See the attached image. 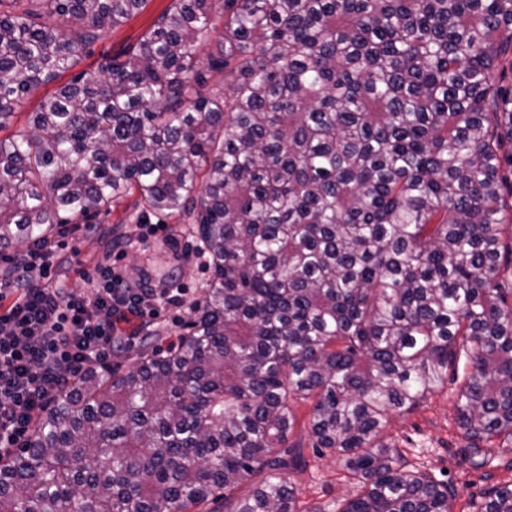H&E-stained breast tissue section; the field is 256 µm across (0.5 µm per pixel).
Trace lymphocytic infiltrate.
Segmentation results:
<instances>
[{"label":"lymphocytic infiltrate","mask_w":512,"mask_h":512,"mask_svg":"<svg viewBox=\"0 0 512 512\" xmlns=\"http://www.w3.org/2000/svg\"><path fill=\"white\" fill-rule=\"evenodd\" d=\"M76 226L11 258L9 285L0 289V459L13 454L37 416L74 377L112 351V318L153 317L157 306L178 307L184 289L129 287L111 262L96 266L87 293L53 281L56 249L79 256Z\"/></svg>","instance_id":"lymphocytic-infiltrate-1"}]
</instances>
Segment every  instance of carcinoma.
I'll list each match as a JSON object with an SVG mask.
<instances>
[{
  "label": "carcinoma",
  "instance_id": "obj_1",
  "mask_svg": "<svg viewBox=\"0 0 512 512\" xmlns=\"http://www.w3.org/2000/svg\"><path fill=\"white\" fill-rule=\"evenodd\" d=\"M144 3L0 0V129ZM510 53L512 0H175L41 100L0 139V248L136 194L193 219L212 274L167 355L92 366L40 415L0 512H318L288 474L293 400L360 488L338 512H453L385 432L463 347L466 453L512 447ZM208 73L224 91L189 98ZM484 498L512 512V481Z\"/></svg>",
  "mask_w": 512,
  "mask_h": 512
}]
</instances>
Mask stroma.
Here are the masks:
<instances>
[{"instance_id":"stroma-1","label":"stroma","mask_w":512,"mask_h":512,"mask_svg":"<svg viewBox=\"0 0 512 512\" xmlns=\"http://www.w3.org/2000/svg\"><path fill=\"white\" fill-rule=\"evenodd\" d=\"M171 6L172 0H146L141 11L93 44L91 54L81 61L82 67L97 65L106 57L136 45ZM94 221L99 229L81 236L79 258H72L69 250H58L53 266L55 280L74 293H83L87 287L86 274L94 272L97 263L107 253L132 284L138 280L137 269L150 272L158 265H165L164 285L186 289L184 306L160 309L158 317L147 330V341L136 345L116 344L109 360L129 366L142 357L165 355L170 338L187 332L193 317L190 305L202 297L211 278L206 260L199 258L194 250V239L185 232L187 220L161 218L143 210L130 197L111 211L95 216ZM158 223L165 224L166 230L177 232L179 249L185 256L183 262L163 264L162 256L167 249L163 232L148 236L143 230L144 225ZM456 391V382H448L445 388L415 410L394 415L388 436L411 464L430 475L455 483L454 512H474L475 506L483 502L481 494L489 481L512 479V448L495 444L489 446L488 456L495 464L489 474L464 457L465 440L457 423ZM294 411L298 423L289 441L299 444L306 464L292 471L290 480L305 505L318 508L319 512H335L338 504L356 496L357 488L345 480L335 457L319 456L313 452L306 429L308 406L295 404Z\"/></svg>"}]
</instances>
